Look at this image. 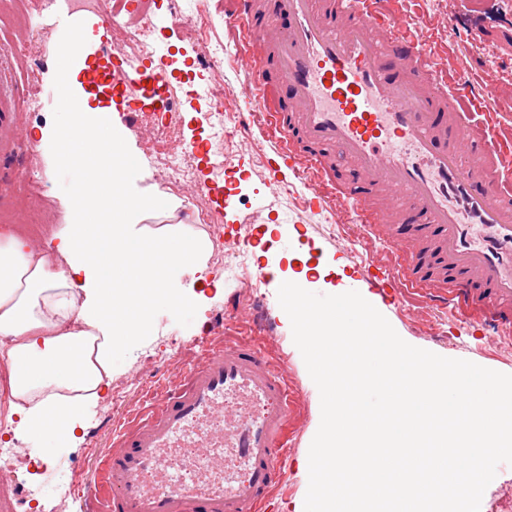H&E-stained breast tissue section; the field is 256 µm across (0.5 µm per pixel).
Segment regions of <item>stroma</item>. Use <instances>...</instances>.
Masks as SVG:
<instances>
[{"instance_id":"35a3bbf8","label":"stroma","mask_w":512,"mask_h":512,"mask_svg":"<svg viewBox=\"0 0 512 512\" xmlns=\"http://www.w3.org/2000/svg\"><path fill=\"white\" fill-rule=\"evenodd\" d=\"M399 16L413 24L420 37L435 52L447 72L467 70L474 83L486 86L495 97L490 121L512 125V0H398ZM50 8L47 0H26L23 11L0 0V49L15 56L12 75L19 100L53 89L58 51L63 38L55 26L47 24ZM151 39L157 48L169 52V110L176 115L177 137L171 146L205 140L209 134L208 116L203 106L189 97L195 87H207L227 98L231 109L244 105L247 69L242 64L224 66L221 72H199L193 60L200 39L223 43L225 56L236 47L220 18H213L205 36H197L186 25L175 21L165 0H159L153 15ZM98 34L88 46L84 62L74 64L77 89H87L86 71L108 64L110 57L131 53L127 27L110 20L99 21ZM481 30L474 39L472 30ZM109 46L103 56L101 46ZM38 66H31V56ZM102 103L112 106L122 126L126 144L134 154L138 178L125 180L126 191L138 197H166L172 200L175 223L195 226L194 209L198 196L192 185H166L156 170L157 144L153 130L154 109L142 106L143 89L129 84L118 89L103 88ZM138 109L136 122H128L129 109ZM60 119L54 107L31 112L19 108L20 133L35 142V151L23 145H9L11 166L16 178L0 184V228L10 227L14 216L27 203L18 192L21 181L34 179L44 196V249L55 254L54 235L70 224L67 173L48 143L40 139V129L52 128ZM241 144L233 149L232 161L224 171L213 170L199 162L198 170L217 186L228 209L222 210L224 241L233 248L247 250L253 269L268 270L259 292L262 303L250 299L246 284L227 278L216 252H209L206 267L175 273L172 289L193 290L198 296V321H163L152 315L142 336L127 345L124 360L112 373V383L126 389L121 402L104 397L83 410L84 436L75 448H57L52 458L41 462L38 482L42 491L37 498L40 512H51L53 486L68 478L90 479L96 461L111 450L119 431L143 420L154 404L172 391L191 364L203 355L208 330L223 327L225 335L243 336L259 344L272 361L286 364L288 384L297 398V406L288 425L289 453L286 462L287 484L275 493L272 512H294L303 506L308 490V453L320 425V395L302 355L293 342L290 322L285 319L277 291L282 282L292 281L326 294L337 286L358 278L367 261L387 267L398 264L395 253L364 225L354 222L341 209L319 214L308 206L311 192L305 182L289 178L277 183L273 177L275 146L259 129L240 132ZM264 196L266 207L256 210L255 196ZM369 295L407 343L440 356L471 361L482 367L512 374V337L501 335L485 319L483 309L457 304L435 306L416 291L399 295L391 290L370 289ZM177 340L182 357L170 353V340Z\"/></svg>"}]
</instances>
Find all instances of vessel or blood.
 Wrapping results in <instances>:
<instances>
[{"label":"vessel or blood","instance_id":"obj_1","mask_svg":"<svg viewBox=\"0 0 512 512\" xmlns=\"http://www.w3.org/2000/svg\"><path fill=\"white\" fill-rule=\"evenodd\" d=\"M392 0H225L250 82L242 129L266 132L292 172L322 184L313 201L370 224L404 261L386 285L425 288L435 304L489 310L512 329V161L503 131L471 119L488 94L447 73L390 10ZM69 40L87 18L58 13ZM139 81L167 77L153 58ZM17 93L0 80V133ZM348 165L336 179L335 157ZM148 416L126 428L86 488L87 512H262L282 484L293 400L286 369L260 347L215 336Z\"/></svg>","mask_w":512,"mask_h":512}]
</instances>
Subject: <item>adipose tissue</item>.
<instances>
[{
  "instance_id": "1",
  "label": "adipose tissue",
  "mask_w": 512,
  "mask_h": 512,
  "mask_svg": "<svg viewBox=\"0 0 512 512\" xmlns=\"http://www.w3.org/2000/svg\"><path fill=\"white\" fill-rule=\"evenodd\" d=\"M59 53L55 77L67 114L50 138L74 180V222L57 235L58 267L22 235H0V336L11 340L10 415L32 434L57 423V443L74 446L82 408L109 387L152 310L175 299L196 320L194 297L167 290L166 280L182 268H204L209 242L204 231L172 224L150 237L131 231L137 217L167 214L171 204L125 193L122 173L133 156L111 109L71 89L69 63L84 51L67 42ZM92 180L91 198L85 186Z\"/></svg>"
}]
</instances>
